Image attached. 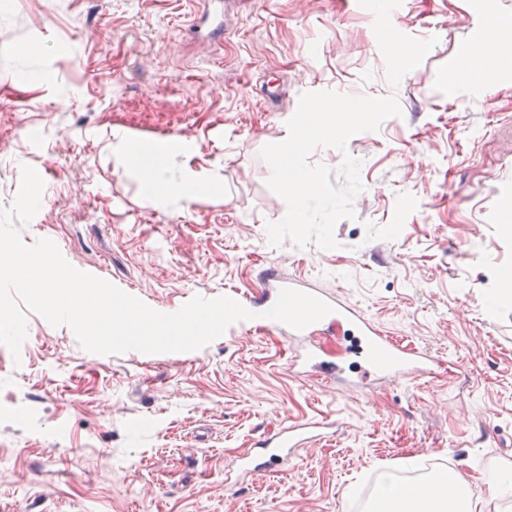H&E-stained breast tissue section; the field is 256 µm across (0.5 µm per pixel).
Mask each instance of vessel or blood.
Returning <instances> with one entry per match:
<instances>
[{"label":"vessel or blood","instance_id":"b4317fda","mask_svg":"<svg viewBox=\"0 0 512 512\" xmlns=\"http://www.w3.org/2000/svg\"><path fill=\"white\" fill-rule=\"evenodd\" d=\"M265 276L268 287L261 295L247 296L239 293L235 296L236 301L254 313L266 303L275 301L282 288L304 292L312 289L306 280L299 277L281 278L273 268L268 269ZM326 300L333 305L334 311L323 318L322 322L300 331L278 321L271 324L272 329L298 341L299 351L293 362L297 375L307 377L316 374L349 388L364 390L382 382L409 381L432 371L434 360L427 350L403 345L394 337L385 335L359 308L338 296L330 294ZM325 326L357 333L359 355L363 361L358 374H351L345 364L322 360L314 336ZM335 426V418L329 416L289 424L257 441L254 452L239 457L238 468L245 473L267 472L292 464L300 449L329 435Z\"/></svg>","mask_w":512,"mask_h":512}]
</instances>
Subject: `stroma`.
Masks as SVG:
<instances>
[{
	"label": "stroma",
	"instance_id": "stroma-1",
	"mask_svg": "<svg viewBox=\"0 0 512 512\" xmlns=\"http://www.w3.org/2000/svg\"><path fill=\"white\" fill-rule=\"evenodd\" d=\"M0 20V203L22 165L45 182L20 232L162 313L192 297L251 296L275 268L427 347L433 374L346 390L290 368L272 330L186 353L98 355L27 316L20 359L0 345V512H366L383 472L442 470L501 512L480 472L512 463V77L448 85L483 15L512 0H248L228 30L190 29L192 0H9ZM47 81L23 84L19 50ZM279 83L272 109L262 85ZM393 96L402 114L348 142L361 160L338 248L274 246L286 205L262 147L300 96ZM179 140L185 170L221 194H148L117 136ZM334 416L335 434L283 472L224 473L258 439Z\"/></svg>",
	"mask_w": 512,
	"mask_h": 512
}]
</instances>
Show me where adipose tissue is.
I'll list each match as a JSON object with an SVG mask.
<instances>
[{
	"label": "adipose tissue",
	"instance_id": "1",
	"mask_svg": "<svg viewBox=\"0 0 512 512\" xmlns=\"http://www.w3.org/2000/svg\"><path fill=\"white\" fill-rule=\"evenodd\" d=\"M464 66L456 71L457 84L471 90L512 72V59L497 54L495 48L478 54H463ZM127 157L144 167L145 189L152 194L191 202L197 196L215 191L214 183L205 181L193 171H186L180 180L168 176L164 155L143 151L133 144H124ZM446 479H438L436 487L421 488L401 484L391 473L381 475L375 488L372 512H485L482 500L469 496L465 489L447 495Z\"/></svg>",
	"mask_w": 512,
	"mask_h": 512
}]
</instances>
